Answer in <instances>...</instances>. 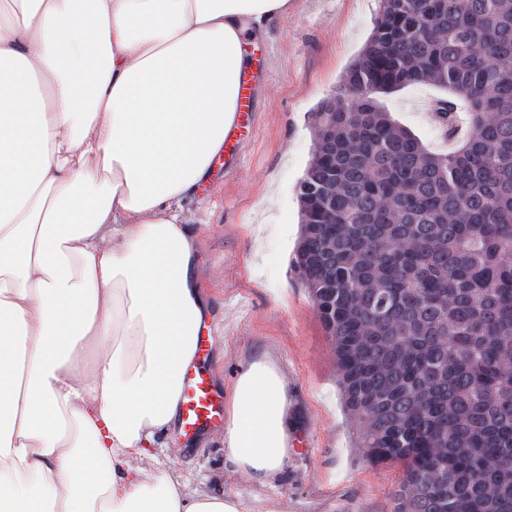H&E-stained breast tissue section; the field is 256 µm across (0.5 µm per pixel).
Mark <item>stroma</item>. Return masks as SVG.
Wrapping results in <instances>:
<instances>
[{"instance_id": "obj_1", "label": "stroma", "mask_w": 512, "mask_h": 512, "mask_svg": "<svg viewBox=\"0 0 512 512\" xmlns=\"http://www.w3.org/2000/svg\"><path fill=\"white\" fill-rule=\"evenodd\" d=\"M379 0H294L287 17L255 40L254 132L239 139L228 169L183 203L199 240L197 276L210 295L214 381L227 390L242 364L272 362L288 394L285 470L271 480L241 474L224 454L223 427L193 449L170 443L158 456L191 486H223L249 512H393L402 463L377 462L359 447V426L339 386L327 331L291 261L300 235L297 187L313 152L312 114L344 92V74L369 37ZM431 85L378 96L379 106L430 150L444 139L421 108Z\"/></svg>"}]
</instances>
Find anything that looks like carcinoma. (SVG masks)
Listing matches in <instances>:
<instances>
[{"label": "carcinoma", "instance_id": "carcinoma-1", "mask_svg": "<svg viewBox=\"0 0 512 512\" xmlns=\"http://www.w3.org/2000/svg\"><path fill=\"white\" fill-rule=\"evenodd\" d=\"M336 111L314 113L293 267L395 512H512V0H380ZM417 84L437 153L368 96Z\"/></svg>", "mask_w": 512, "mask_h": 512}]
</instances>
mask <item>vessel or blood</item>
I'll use <instances>...</instances> for the list:
<instances>
[{
	"label": "vessel or blood",
	"instance_id": "obj_1",
	"mask_svg": "<svg viewBox=\"0 0 512 512\" xmlns=\"http://www.w3.org/2000/svg\"><path fill=\"white\" fill-rule=\"evenodd\" d=\"M210 339L198 337L196 361L182 376L178 425L188 439L197 438L206 429L224 420V402L205 367Z\"/></svg>",
	"mask_w": 512,
	"mask_h": 512
}]
</instances>
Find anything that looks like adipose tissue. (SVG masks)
<instances>
[{"mask_svg": "<svg viewBox=\"0 0 512 512\" xmlns=\"http://www.w3.org/2000/svg\"><path fill=\"white\" fill-rule=\"evenodd\" d=\"M293 0H0V512H247L153 454L210 305L183 202L238 112L248 44ZM254 362L224 453L288 464Z\"/></svg>", "mask_w": 512, "mask_h": 512, "instance_id": "adipose-tissue-1", "label": "adipose tissue"}]
</instances>
